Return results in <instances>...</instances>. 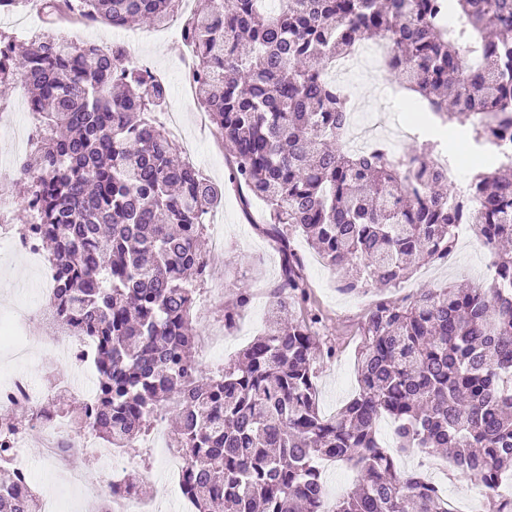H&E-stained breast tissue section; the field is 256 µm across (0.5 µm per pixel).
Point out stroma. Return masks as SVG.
<instances>
[{
	"label": "stroma",
	"mask_w": 512,
	"mask_h": 512,
	"mask_svg": "<svg viewBox=\"0 0 512 512\" xmlns=\"http://www.w3.org/2000/svg\"><path fill=\"white\" fill-rule=\"evenodd\" d=\"M128 37L116 41L110 26L102 24L96 36L104 48L122 44L131 58L149 57L167 85L170 110L180 115V134L184 144L207 140L200 129V108L188 90L178 85L183 69L180 39L165 36L162 30L147 26H131ZM394 75L374 77L369 69H355L346 81L354 101L360 108L353 119L358 126L369 127L376 119L392 120L404 111L402 98L389 94ZM27 94L23 81L0 89V126L15 128L19 139L0 137V169L9 171L7 181H0V195L6 197V211L20 213L26 183L14 171L32 149V129L27 123ZM229 157L204 165V173L224 187V202L206 236L223 235L222 253L212 256L208 276L201 283L193 321L198 336L196 353L205 371L232 363L255 336L262 333L269 308V292L279 279V254L275 244L256 227L263 220L266 206L261 199L251 198L242 203L240 191L230 184ZM294 246L303 255L306 277L311 291V304L319 309L324 321L320 335L336 346L333 358H318L315 362L317 399L322 415H335L358 389L356 356L360 344L358 327L365 311L373 304L376 293L345 294L339 290L341 273L325 265L303 238H295ZM494 254L483 243L468 237L461 238L448 262H431L416 267L411 277L389 289L387 298H403L420 288H445L451 285L481 283L489 278ZM43 271L23 252L0 246V312L16 306H31L42 302L43 294L37 284ZM253 293L251 305L241 312L232 329H225L222 310L237 289ZM34 363L36 383L52 384L54 377H71V369L58 358L37 350L27 361H20L5 347H0V379ZM171 414H164L144 440L143 447L128 449L132 462L122 476L138 479L145 486L146 498L155 500L161 512H191L190 502L175 491V475L167 472L164 449L160 444L172 433ZM32 470L30 485L41 499L61 500L65 512H90L96 497L70 485L54 462L42 457L39 449H31Z\"/></svg>",
	"instance_id": "35a3bbf8"
}]
</instances>
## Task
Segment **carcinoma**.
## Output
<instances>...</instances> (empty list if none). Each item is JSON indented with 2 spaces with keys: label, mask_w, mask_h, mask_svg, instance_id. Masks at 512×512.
I'll return each instance as SVG.
<instances>
[{
  "label": "carcinoma",
  "mask_w": 512,
  "mask_h": 512,
  "mask_svg": "<svg viewBox=\"0 0 512 512\" xmlns=\"http://www.w3.org/2000/svg\"><path fill=\"white\" fill-rule=\"evenodd\" d=\"M184 28L198 48L195 93L231 155L230 181L262 199L259 230L280 254L277 315L218 374L195 361L194 280L204 216L224 189L177 160L181 146L156 119L167 90L124 48L105 51L44 31L25 46L0 31V81L29 87L35 146L23 224L53 271L56 324L95 343L88 426L113 448H135L155 414L175 403L172 433L195 512H324L320 462L358 473L332 512H448V497L402 454L448 449L446 460L489 492L485 512H512L495 490L512 479V250L488 282L380 297L364 316L358 391L333 417L319 410L313 363L321 341L308 308L306 238L345 270L341 290L380 291L456 248L457 224L484 245L512 241V164L479 166L460 194L440 192L438 142L413 157L378 144L342 147L351 94L325 78L364 40L391 49L398 89L452 130L493 141L512 134V0H199ZM96 23L164 26L176 0H79ZM50 18L70 0H41ZM252 294L224 308L233 325ZM295 306L302 319L282 318ZM394 425V447L377 436ZM0 512H40L17 472L0 480Z\"/></svg>",
  "instance_id": "cac0c4a2"
}]
</instances>
